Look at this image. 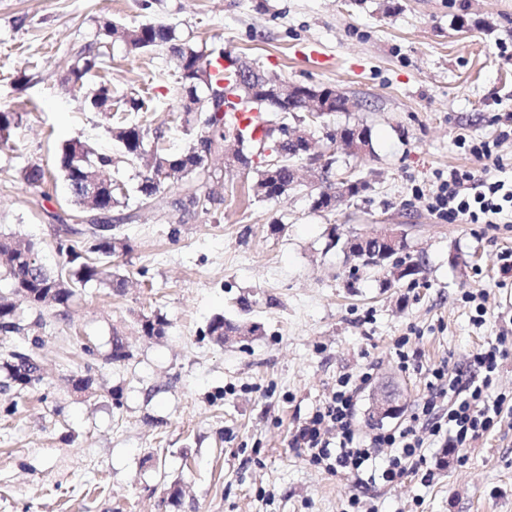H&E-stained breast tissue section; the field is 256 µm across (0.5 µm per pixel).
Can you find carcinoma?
I'll list each match as a JSON object with an SVG mask.
<instances>
[{
    "label": "carcinoma",
    "instance_id": "cac0c4a2",
    "mask_svg": "<svg viewBox=\"0 0 512 512\" xmlns=\"http://www.w3.org/2000/svg\"><path fill=\"white\" fill-rule=\"evenodd\" d=\"M105 36H116L136 51L166 50L174 65L175 85L181 98L198 104L200 117L206 119V126L200 127L197 117L182 106L178 116L180 131L186 142L180 152H171L160 142V135L148 142L153 122L150 100L137 92H131L119 99L114 96L112 83L106 81L97 85L86 96L85 103L92 112L107 120L106 129L117 144L120 158L99 152L91 146L72 140L57 151L58 167L64 174L71 202L79 212L71 216L74 224L64 225V237L57 242L63 262L55 270L47 269L38 259L33 243L19 236L0 233V277L7 280L13 292L25 297L28 308L41 318L46 306L59 310V316L66 317L75 299L93 285L121 295L125 293L130 276L120 273L114 267L118 250H127L129 245L120 233L110 237L99 235L91 224L94 209L89 207L82 192L84 172L87 170L106 171L115 169L112 189H105L99 196L97 206L109 213L122 209L115 220L120 224H131L137 218V211L129 205L131 196L126 180L118 172L123 162L137 169L139 178L136 191L139 201L147 205L160 197L165 189L178 186L181 197L170 202L174 211H183L186 205L206 207L216 201L209 187L211 171L205 168V161L212 156H222L235 145L242 146L235 156L242 167H252L253 157L260 158L261 169L252 185L255 197L261 200H275L296 186L294 170L300 158L293 145L278 141L271 135V129H282L288 125L298 126L297 112H275L269 106L252 105L248 112L258 114L262 136L256 138L251 130L238 125L232 112L224 108L212 110L211 102L205 99L206 85L224 86L235 81L236 65L240 58L231 55L221 46L199 48L181 40L176 28L170 24H144L129 27L118 21L108 20L104 24ZM104 43L92 42L75 55L66 81L83 85L89 73L105 65ZM22 122V114L7 106H0V147H14L16 132ZM280 158L279 170L271 173L268 161ZM46 169L38 164L28 165L22 171L23 182L32 188L40 187L46 179ZM335 185L329 183L325 189L312 196V209L332 211L329 191ZM23 318L16 304L0 296V334L11 336L24 330ZM167 322L160 317L145 316L141 319L140 331L145 336H163ZM238 333L242 326L222 315L214 316L207 325L205 335L218 343L224 342V332ZM40 337L34 336L27 349L12 350L0 362V371L5 373L0 386L14 388L19 392L31 389L43 381L40 359L35 348Z\"/></svg>",
    "mask_w": 512,
    "mask_h": 512
}]
</instances>
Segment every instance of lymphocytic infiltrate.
I'll list each match as a JSON object with an SVG mask.
<instances>
[{
	"label": "lymphocytic infiltrate",
	"instance_id": "obj_1",
	"mask_svg": "<svg viewBox=\"0 0 512 512\" xmlns=\"http://www.w3.org/2000/svg\"><path fill=\"white\" fill-rule=\"evenodd\" d=\"M467 148L475 158L491 161L493 172L478 176L450 168L430 209L451 224L498 223L512 209V183L500 178L503 166L487 142L472 141ZM501 355L494 345L475 353L474 372L466 379L433 370L434 381L415 404L409 425L378 430L366 440L353 428L357 391L350 377L340 378L330 403L296 429L293 443L308 450L313 464L343 471L357 486L392 484L426 464L425 437L451 450L462 448L501 421L505 399L492 392Z\"/></svg>",
	"mask_w": 512,
	"mask_h": 512
}]
</instances>
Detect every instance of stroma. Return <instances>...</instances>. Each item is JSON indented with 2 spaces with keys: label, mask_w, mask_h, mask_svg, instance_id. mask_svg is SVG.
Returning a JSON list of instances; mask_svg holds the SVG:
<instances>
[{
  "label": "stroma",
  "mask_w": 512,
  "mask_h": 512,
  "mask_svg": "<svg viewBox=\"0 0 512 512\" xmlns=\"http://www.w3.org/2000/svg\"><path fill=\"white\" fill-rule=\"evenodd\" d=\"M163 22L182 38L219 44L293 84L333 86L350 99L337 125L360 126L371 149L337 152L334 173L368 187L336 211L312 210L300 182L275 200L249 194L254 169L209 164L220 194L209 213L175 219L162 201L122 227L131 249L120 271L145 270L124 295L88 287L68 318L42 311L39 325L0 339V357L43 340L44 381L0 388V512H512V417L466 447L431 481L414 473L359 492L354 479L313 465L292 443L296 428L328 403L339 377L372 371L353 425L372 432L361 409L374 384L403 392L389 427L407 423L430 372L469 375L476 349L502 344L495 393L512 399V249L508 224H450L426 195L449 168L483 175L460 139L489 142L512 172V0H0V104L23 115L17 151L0 150V232L39 246L49 267L56 215L70 211L56 152L69 139L115 153L88 88L101 78L115 95L149 92L157 121L181 111L164 51L133 52L107 41L108 72L85 88L63 79L79 48L104 40L103 20ZM26 82L15 85L17 77ZM54 175L27 187L21 171ZM401 225L397 280L347 256V242ZM256 328L222 345L204 331L215 315ZM483 324H475L476 315ZM168 322L142 335L144 316ZM128 356L111 361L113 335ZM414 359L400 367L398 341ZM93 345L94 356L83 345ZM90 378L74 390L71 377Z\"/></svg>",
  "instance_id": "stroma-1"
}]
</instances>
